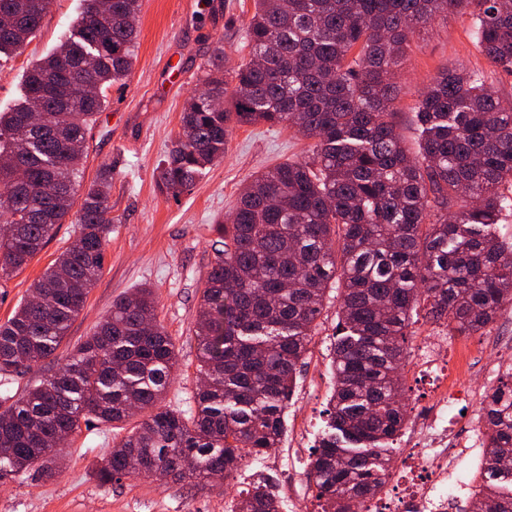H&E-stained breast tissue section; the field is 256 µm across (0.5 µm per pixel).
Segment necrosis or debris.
Instances as JSON below:
<instances>
[{
    "mask_svg": "<svg viewBox=\"0 0 512 512\" xmlns=\"http://www.w3.org/2000/svg\"><path fill=\"white\" fill-rule=\"evenodd\" d=\"M463 392L462 385H439L431 402L421 410L415 423V441L409 457L410 468L422 470L433 464L434 482L404 481L401 475L390 476L392 493L368 503L366 512H457L460 503L448 492L454 478L452 456H479L483 438L476 422L467 430L448 426L447 421Z\"/></svg>",
    "mask_w": 512,
    "mask_h": 512,
    "instance_id": "1",
    "label": "necrosis or debris"
}]
</instances>
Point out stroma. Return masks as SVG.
<instances>
[{
  "instance_id": "stroma-1",
  "label": "stroma",
  "mask_w": 512,
  "mask_h": 512,
  "mask_svg": "<svg viewBox=\"0 0 512 512\" xmlns=\"http://www.w3.org/2000/svg\"><path fill=\"white\" fill-rule=\"evenodd\" d=\"M83 7V0H52L36 36L18 51L0 55V112L17 105L27 69L60 44ZM253 12L254 0H142L136 65L124 82L108 90L107 103L87 134L83 161L87 182L102 166L112 168V224L104 270L55 357L30 370L0 376V385L11 394H23L58 370L74 347L91 336L114 300L146 285L155 294L156 319L178 354L175 376L162 403L182 411L193 408L200 386L195 321L200 291L222 247L217 227L253 175L278 163L304 159L313 145L285 125H238L229 136L223 160L207 168L191 191L173 198L156 188L159 163L181 132V112L198 90L203 65L214 47L223 46L226 69L249 59L246 27ZM472 24L469 12L461 10L421 29L394 75L400 88L398 128L410 152L418 150L419 136L411 123L417 93L448 65L491 73L500 93L512 95V76L492 74L470 38ZM177 62L189 75L182 87L171 85L166 76ZM77 234V225H60L25 269L0 279V324L30 296L33 282ZM413 331L404 360V392L412 406L428 403L435 393V380L417 369L422 346L434 345L451 369L461 349L469 348L482 363L466 378L474 390L496 387L512 365L510 308L480 336H451L445 326L423 317ZM335 337L336 296L331 293L297 367L280 447L263 458L247 460L233 477L202 483L187 478L129 477L101 485L96 468L138 420L133 417L115 426L91 420L63 443L54 478L45 480L33 473L0 484V512H233L238 491L264 481L277 493L280 512L312 506L315 488L309 463L326 429Z\"/></svg>"
}]
</instances>
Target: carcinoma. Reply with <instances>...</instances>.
Returning <instances> with one entry per match:
<instances>
[{"label": "carcinoma", "mask_w": 512, "mask_h": 512, "mask_svg": "<svg viewBox=\"0 0 512 512\" xmlns=\"http://www.w3.org/2000/svg\"><path fill=\"white\" fill-rule=\"evenodd\" d=\"M84 0L75 31L25 75L24 101L0 113V191L13 196L0 227V277L22 270L69 217L86 135L104 92L131 73L140 0ZM51 0H0V53L33 38ZM472 8L475 45L512 74V0H254L250 60L226 76L223 50L181 114L182 134L159 163L160 193L178 196L224 158L236 125H288L315 140L311 156L258 173L239 194L201 290L195 333L207 379L185 413L161 405L177 363L142 287L112 311L68 362L20 397L0 398V482L51 478L56 440L83 420L125 422L101 484L126 477H229L246 457L279 447L297 366L327 290H338L332 433L314 449L313 512H353L383 492L388 451L406 421L403 360L421 306L459 335L512 307V243L490 228L512 211V97L483 73L446 67L417 95L421 139L397 131L392 81L417 29ZM91 83L94 96H82ZM45 110L39 119L32 109ZM112 168L80 195L78 237L33 283L37 300L0 325V374L52 357L105 262ZM485 470L475 512H512V382L486 407ZM235 512H279L266 483L238 493Z\"/></svg>", "instance_id": "1"}]
</instances>
